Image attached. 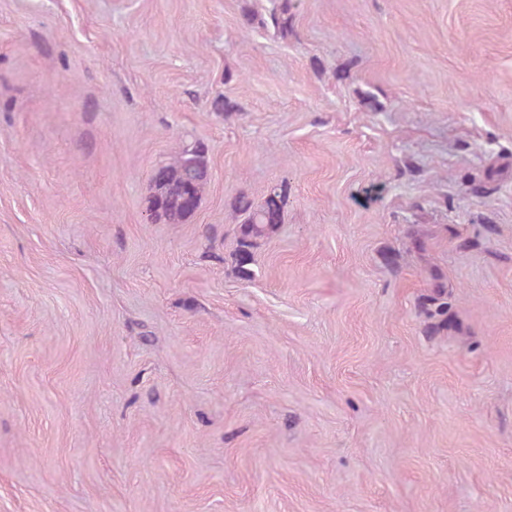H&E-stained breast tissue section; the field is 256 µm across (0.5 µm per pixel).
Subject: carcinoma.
<instances>
[{"instance_id":"obj_1","label":"carcinoma","mask_w":512,"mask_h":512,"mask_svg":"<svg viewBox=\"0 0 512 512\" xmlns=\"http://www.w3.org/2000/svg\"><path fill=\"white\" fill-rule=\"evenodd\" d=\"M290 0H281L279 8L269 14V20L243 13L244 23L272 26L286 37L293 31ZM210 177L208 147L201 141H184L173 161L155 169L151 177L149 210L168 224H181L191 217L202 200ZM288 186H272L263 201L255 203L246 195L238 196L233 204L234 213L241 217L237 227V246L234 268L239 278L254 277L255 250L260 241L273 234L284 221ZM428 313L441 321L448 320V292L441 287L429 298Z\"/></svg>"}]
</instances>
